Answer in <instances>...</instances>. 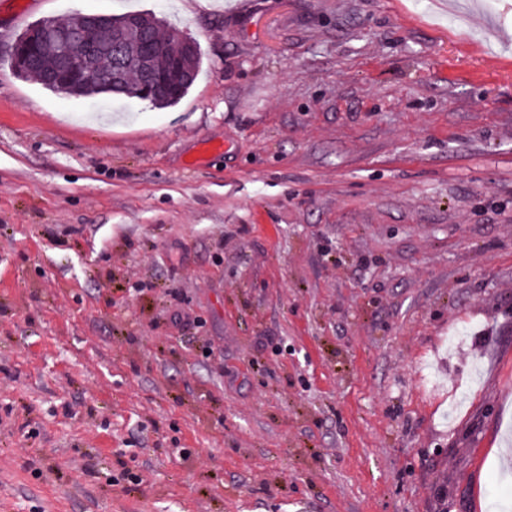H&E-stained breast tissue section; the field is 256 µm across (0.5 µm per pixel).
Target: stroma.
Wrapping results in <instances>:
<instances>
[{"label":"stroma","instance_id":"1","mask_svg":"<svg viewBox=\"0 0 512 512\" xmlns=\"http://www.w3.org/2000/svg\"><path fill=\"white\" fill-rule=\"evenodd\" d=\"M138 10L175 106L12 70ZM0 512H512V0H0Z\"/></svg>","mask_w":512,"mask_h":512}]
</instances>
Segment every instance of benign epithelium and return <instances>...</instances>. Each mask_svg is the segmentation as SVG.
<instances>
[{
    "label": "benign epithelium",
    "instance_id": "obj_1",
    "mask_svg": "<svg viewBox=\"0 0 512 512\" xmlns=\"http://www.w3.org/2000/svg\"><path fill=\"white\" fill-rule=\"evenodd\" d=\"M87 22L93 26L115 25L117 33L112 42V64L108 76L110 87L125 92V78L129 69L127 50L131 43L140 42L139 72L141 74L139 88L126 92L129 98L143 101H153L160 92L178 87L180 83L190 79V75L182 66V59L194 50L193 41L182 35L170 46L162 47L144 39L146 18H130L115 23L112 16L95 14L87 17ZM42 51L47 47L57 49L59 65L55 72V82L61 90L67 88L83 72L84 65L95 55V48L82 36L55 19H43L37 25L24 31L12 45V55L15 60V71L23 72L27 63L35 58L28 54L30 47ZM164 55L168 59V67L164 70L153 69L152 60Z\"/></svg>",
    "mask_w": 512,
    "mask_h": 512
}]
</instances>
